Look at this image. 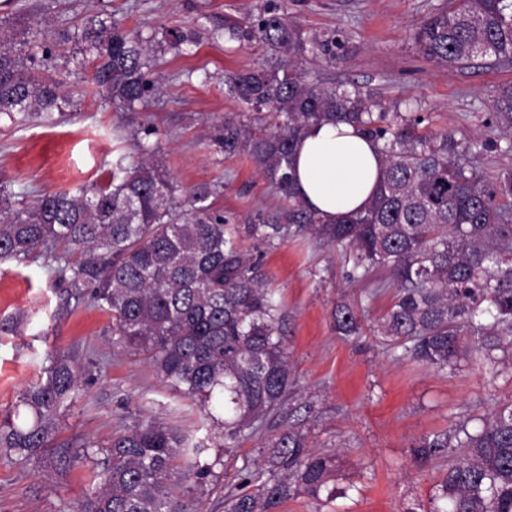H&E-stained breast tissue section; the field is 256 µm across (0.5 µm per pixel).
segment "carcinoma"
Returning <instances> with one entry per match:
<instances>
[{"label": "carcinoma", "instance_id": "carcinoma-1", "mask_svg": "<svg viewBox=\"0 0 512 512\" xmlns=\"http://www.w3.org/2000/svg\"><path fill=\"white\" fill-rule=\"evenodd\" d=\"M228 39L259 40L284 58L277 70L245 69L225 78L229 91L255 111L283 116L265 133L226 116L213 141L227 155L244 154L281 194L283 205L260 224H228L212 212L211 188L194 189L189 212L172 206L175 186L157 159L118 160L102 185L44 193L26 202L0 189V260L51 255L61 280L88 288L109 312L112 335L150 359L160 376L195 400L235 448L248 432L264 436L263 462L276 472L254 493L255 473L238 470L243 491L224 499L225 512H276L288 499L333 496L330 455L306 450L290 424L300 409L281 313L259 263L240 241L273 243L291 227L343 250L348 276L396 285L379 333L402 354L446 370L461 356L491 378L512 380V167H477L487 153H509L492 136L463 141L452 132L418 131L420 119L383 112L360 89H323L305 79V54L333 55L336 41L307 38L288 14V0L256 21L224 23ZM423 55L458 70L512 60V0H451L414 34ZM79 52L91 56L94 84L128 109L155 90L147 80L151 49L113 20L87 23ZM61 84L35 76L0 39V112L21 120H53ZM329 120L353 124L380 144L385 157L371 203L329 224L293 190V152L308 127ZM493 128L512 137V85L497 95ZM80 251L78 261L71 259ZM336 332L360 329L357 309L340 304ZM73 356L50 358L41 379L0 413V450L28 459L49 453L56 465L102 456L99 482L70 512H193L174 484L201 485L191 435L149 422L80 449L52 442L66 402L78 390ZM421 466L444 463L429 512H512V402H501L478 429L458 422L422 437L412 448Z\"/></svg>", "mask_w": 512, "mask_h": 512}]
</instances>
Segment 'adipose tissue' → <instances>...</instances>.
<instances>
[{
    "label": "adipose tissue",
    "instance_id": "obj_1",
    "mask_svg": "<svg viewBox=\"0 0 512 512\" xmlns=\"http://www.w3.org/2000/svg\"><path fill=\"white\" fill-rule=\"evenodd\" d=\"M383 164L377 144L356 126L326 121L310 127L296 143L295 193L332 223L367 206Z\"/></svg>",
    "mask_w": 512,
    "mask_h": 512
}]
</instances>
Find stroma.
Masks as SVG:
<instances>
[{"label": "stroma", "mask_w": 512, "mask_h": 512, "mask_svg": "<svg viewBox=\"0 0 512 512\" xmlns=\"http://www.w3.org/2000/svg\"><path fill=\"white\" fill-rule=\"evenodd\" d=\"M278 0H0V24L23 52L32 40L52 45V76L66 97L62 118L23 122L0 114V186L16 197L74 190L103 182L117 160L158 158L183 204L193 190L211 185L213 210L233 224H257L280 203L279 195L244 156H225L210 140L212 123L225 115L247 125L257 119L224 83L244 67L270 69L281 61L266 45L230 41L225 20L245 21ZM448 0H288L306 36L333 34L335 58L309 56L306 80L321 88L355 85L388 112L421 117L422 131L487 134L497 90L512 84V63L466 70L424 58L413 41L421 22ZM116 20L133 35L161 41L169 30L194 37L181 51L155 54L147 77L157 90L146 105L127 111L93 94V66L58 32H80L89 19ZM260 255L268 288L281 305L285 342L300 402L311 405L301 427L310 449L335 455V500L306 496L280 512H427L437 467L415 463L410 448L421 437L449 430L456 421L487 415L512 400V382L489 383L480 365L461 361L439 371L384 346L377 332L393 288L365 300L364 284L350 283L339 248L309 235L271 244L244 241ZM357 302L359 335L337 336L332 312L339 300ZM0 412L13 408L52 353L69 352L82 382L65 408L54 437L58 447L106 442L113 433L156 421L207 439L202 454L213 468L193 497L199 512H224V496L242 466L260 467L259 435L228 448L198 406L162 380L144 354L112 334V319L82 290L57 280L43 255L0 262ZM94 480L91 463L60 469L51 456L8 458L0 453V512H68Z\"/></svg>", "instance_id": "35a3bbf8"}]
</instances>
